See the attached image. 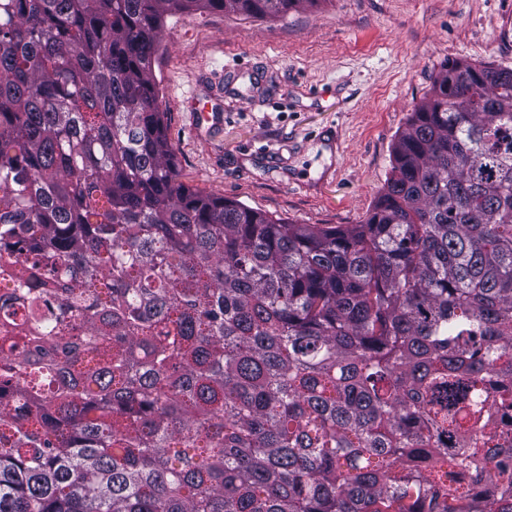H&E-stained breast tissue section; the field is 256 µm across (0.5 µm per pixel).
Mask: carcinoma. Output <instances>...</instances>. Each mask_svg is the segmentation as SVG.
Returning <instances> with one entry per match:
<instances>
[{
    "instance_id": "obj_1",
    "label": "carcinoma",
    "mask_w": 512,
    "mask_h": 512,
    "mask_svg": "<svg viewBox=\"0 0 512 512\" xmlns=\"http://www.w3.org/2000/svg\"><path fill=\"white\" fill-rule=\"evenodd\" d=\"M318 2L0 0V512H512L511 68L442 65L362 224L179 180L167 18Z\"/></svg>"
}]
</instances>
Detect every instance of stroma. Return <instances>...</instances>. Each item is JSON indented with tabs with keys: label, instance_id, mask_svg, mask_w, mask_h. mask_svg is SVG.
I'll use <instances>...</instances> for the list:
<instances>
[{
	"label": "stroma",
	"instance_id": "stroma-1",
	"mask_svg": "<svg viewBox=\"0 0 512 512\" xmlns=\"http://www.w3.org/2000/svg\"><path fill=\"white\" fill-rule=\"evenodd\" d=\"M512 68V0H319L167 20L155 71L181 181L293 224H360L442 63ZM217 125L191 126L190 94Z\"/></svg>",
	"mask_w": 512,
	"mask_h": 512
}]
</instances>
